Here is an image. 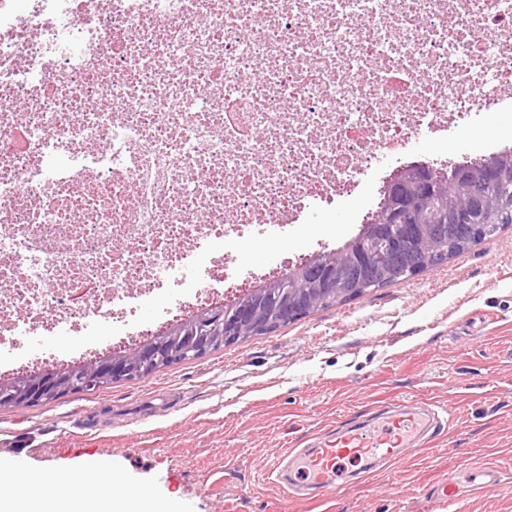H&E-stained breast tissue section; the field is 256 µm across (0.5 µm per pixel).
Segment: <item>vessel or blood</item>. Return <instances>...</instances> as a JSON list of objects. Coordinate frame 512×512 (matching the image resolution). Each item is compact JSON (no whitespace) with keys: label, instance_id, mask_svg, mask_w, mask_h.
Listing matches in <instances>:
<instances>
[{"label":"vessel or blood","instance_id":"1","mask_svg":"<svg viewBox=\"0 0 512 512\" xmlns=\"http://www.w3.org/2000/svg\"><path fill=\"white\" fill-rule=\"evenodd\" d=\"M449 421L447 408L428 401L398 405L390 415H374L312 447L285 452L273 466L274 481L298 498L310 488L318 496L330 495L347 480V461L358 463L359 477H367L378 467L409 456L446 429Z\"/></svg>","mask_w":512,"mask_h":512}]
</instances>
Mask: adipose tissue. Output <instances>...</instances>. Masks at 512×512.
I'll use <instances>...</instances> for the list:
<instances>
[{
    "label": "adipose tissue",
    "instance_id": "1",
    "mask_svg": "<svg viewBox=\"0 0 512 512\" xmlns=\"http://www.w3.org/2000/svg\"><path fill=\"white\" fill-rule=\"evenodd\" d=\"M71 512H132L127 491L107 470H96L68 485ZM0 512H53L41 495L27 493L19 475L0 476Z\"/></svg>",
    "mask_w": 512,
    "mask_h": 512
}]
</instances>
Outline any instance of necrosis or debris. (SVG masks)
I'll return each instance as SVG.
<instances>
[{
	"instance_id": "1",
	"label": "necrosis or debris",
	"mask_w": 512,
	"mask_h": 512,
	"mask_svg": "<svg viewBox=\"0 0 512 512\" xmlns=\"http://www.w3.org/2000/svg\"><path fill=\"white\" fill-rule=\"evenodd\" d=\"M510 96L512 0H0V367L189 312L225 241Z\"/></svg>"
}]
</instances>
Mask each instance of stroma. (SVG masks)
Returning a JSON list of instances; mask_svg holds the SVG:
<instances>
[{"mask_svg":"<svg viewBox=\"0 0 512 512\" xmlns=\"http://www.w3.org/2000/svg\"><path fill=\"white\" fill-rule=\"evenodd\" d=\"M478 133L423 144L487 157L506 113ZM364 186L331 211L308 210L285 242L240 241L234 274L335 249L374 211ZM431 399L447 431L402 463L327 500H298L268 472L276 458L355 414ZM80 477L112 470L177 512H512V492L479 488L486 468L512 481V224L441 265L278 329L137 380L0 409V464ZM453 480L456 500L433 496Z\"/></svg>","mask_w":512,"mask_h":512,"instance_id":"obj_1","label":"stroma"}]
</instances>
